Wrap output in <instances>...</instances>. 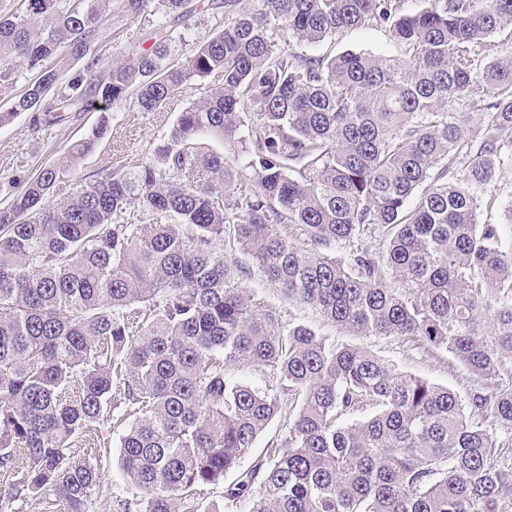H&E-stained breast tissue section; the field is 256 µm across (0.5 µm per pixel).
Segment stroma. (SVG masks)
Listing matches in <instances>:
<instances>
[{"label":"stroma","mask_w":512,"mask_h":512,"mask_svg":"<svg viewBox=\"0 0 512 512\" xmlns=\"http://www.w3.org/2000/svg\"><path fill=\"white\" fill-rule=\"evenodd\" d=\"M147 30L148 24L144 19L115 15L104 23L93 48L104 61L109 62L132 50L136 36ZM347 50L392 57L399 54L389 29L375 26L350 30L314 48L315 53L321 55H334ZM201 95L200 87L187 89L175 97L163 112H140L124 103L112 106L107 114L108 129L94 151L81 162L78 177L94 174L117 155L127 165L139 164L151 155L159 137L173 127L180 113ZM100 117L94 107L85 112L71 113L47 133L35 128L31 113L24 112L10 123L0 126V205L6 204L40 169L61 163L67 148L90 135ZM242 285L256 298L276 307L284 322L308 324L318 333L328 336L330 342L365 347L390 360L402 371L449 387L459 397L467 395L470 382L468 374L454 365L445 354L417 349L393 337L350 335L328 324L312 308L286 300L279 288L260 271H252L248 278L243 279ZM102 436L106 445L95 453L102 473L95 512H120L118 500H132L136 494L123 484L120 477L119 430L105 425Z\"/></svg>","instance_id":"35a3bbf8"}]
</instances>
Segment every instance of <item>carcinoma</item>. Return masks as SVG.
Masks as SVG:
<instances>
[{
	"label": "carcinoma",
	"mask_w": 512,
	"mask_h": 512,
	"mask_svg": "<svg viewBox=\"0 0 512 512\" xmlns=\"http://www.w3.org/2000/svg\"><path fill=\"white\" fill-rule=\"evenodd\" d=\"M404 4L210 0L214 32L190 44L192 0H0V88L38 71L1 126L161 112L212 79L149 160L63 191L103 118L0 206V512H90L102 473L82 449L112 419L131 420L138 512H218L201 490L285 403L283 434L224 486L229 512H512V205L481 219L512 167V0ZM114 11L150 29L106 65L92 44ZM369 25L401 54L292 51ZM238 251L333 326L447 353L468 402L284 325L234 277ZM244 362L275 383L234 379ZM488 191H491L492 194L498 197L501 206L497 211V219L503 221L504 206L512 201V168L503 167L497 170L493 182L488 187Z\"/></svg>",
	"instance_id": "carcinoma-1"
}]
</instances>
